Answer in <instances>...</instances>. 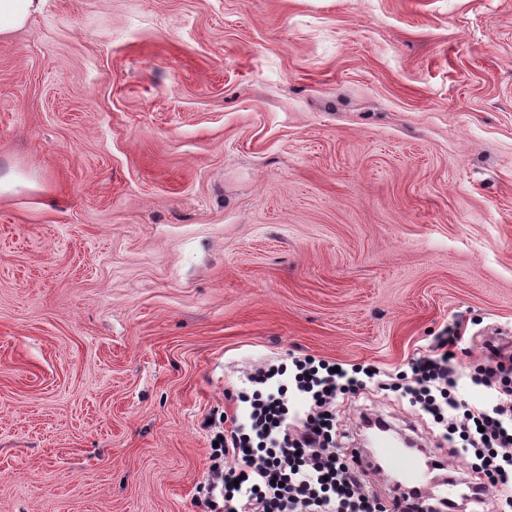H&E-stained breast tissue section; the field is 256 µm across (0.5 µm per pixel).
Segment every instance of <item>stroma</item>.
<instances>
[{"mask_svg": "<svg viewBox=\"0 0 512 512\" xmlns=\"http://www.w3.org/2000/svg\"><path fill=\"white\" fill-rule=\"evenodd\" d=\"M0 512H208L255 369L394 393L512 334V0H48L0 41Z\"/></svg>", "mask_w": 512, "mask_h": 512, "instance_id": "stroma-1", "label": "stroma"}]
</instances>
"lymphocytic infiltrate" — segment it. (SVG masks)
<instances>
[{"mask_svg": "<svg viewBox=\"0 0 512 512\" xmlns=\"http://www.w3.org/2000/svg\"><path fill=\"white\" fill-rule=\"evenodd\" d=\"M458 331L440 337L434 353L411 364L404 391L443 429L448 443L461 440L471 466L491 486H512V387L503 382L512 358L496 353L472 376L476 386L501 387L497 402L475 407L455 391L451 362ZM283 368L253 373L245 422L217 435L200 486L212 512H416L408 494L385 504L364 489L346 449L336 444V396L355 394L366 382L347 370L303 358L290 382Z\"/></svg>", "mask_w": 512, "mask_h": 512, "instance_id": "lymphocytic-infiltrate-1", "label": "lymphocytic infiltrate"}]
</instances>
